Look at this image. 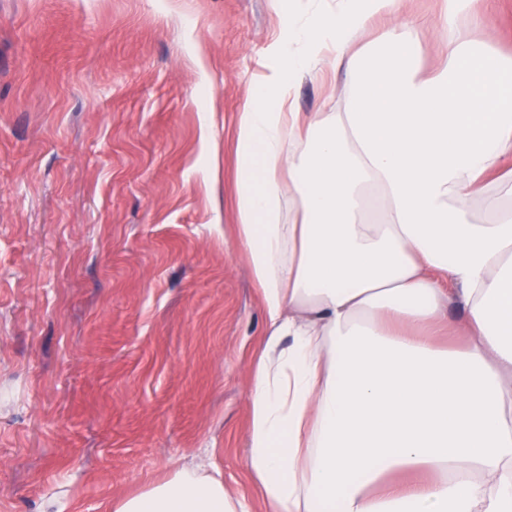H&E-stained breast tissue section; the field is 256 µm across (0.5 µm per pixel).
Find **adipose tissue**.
Returning a JSON list of instances; mask_svg holds the SVG:
<instances>
[{
    "instance_id": "ef3b65f1",
    "label": "adipose tissue",
    "mask_w": 512,
    "mask_h": 512,
    "mask_svg": "<svg viewBox=\"0 0 512 512\" xmlns=\"http://www.w3.org/2000/svg\"><path fill=\"white\" fill-rule=\"evenodd\" d=\"M402 2L285 13L239 114L235 239L265 318L245 465L267 512H512V186L489 183L512 158V64L454 29L491 27L486 0H448L429 75L412 22L353 50ZM327 67L347 110L295 111L297 76ZM112 512L248 510L183 467Z\"/></svg>"
}]
</instances>
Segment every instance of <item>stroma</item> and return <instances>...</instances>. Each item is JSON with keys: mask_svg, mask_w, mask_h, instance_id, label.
Here are the masks:
<instances>
[{"mask_svg": "<svg viewBox=\"0 0 512 512\" xmlns=\"http://www.w3.org/2000/svg\"><path fill=\"white\" fill-rule=\"evenodd\" d=\"M488 9L456 30L512 62ZM282 29L273 0H0V512H111L184 465L249 493L264 315L224 227ZM347 100L296 81V111Z\"/></svg>", "mask_w": 512, "mask_h": 512, "instance_id": "obj_1", "label": "stroma"}]
</instances>
